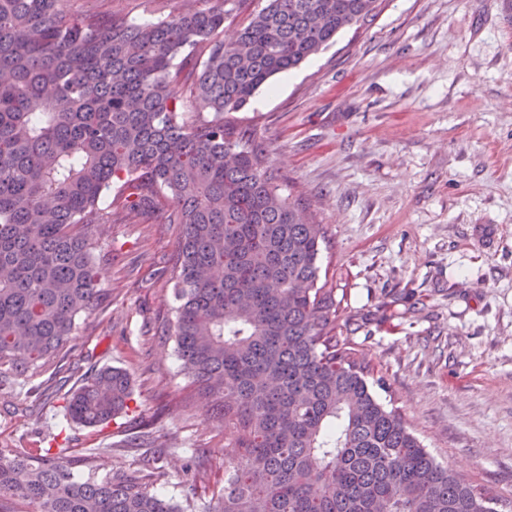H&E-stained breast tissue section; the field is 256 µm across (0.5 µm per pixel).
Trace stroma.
Instances as JSON below:
<instances>
[{"instance_id":"35a3bbf8","label":"stroma","mask_w":512,"mask_h":512,"mask_svg":"<svg viewBox=\"0 0 512 512\" xmlns=\"http://www.w3.org/2000/svg\"><path fill=\"white\" fill-rule=\"evenodd\" d=\"M237 117L283 195L322 224L321 279L341 290L336 333L374 392L437 462L512 512V14L504 0H379L372 21L275 77ZM108 299L79 319L48 397L37 378L0 381V449H70L75 478L133 469L143 420L167 452L158 493L203 512L224 487L214 403L154 334L175 300L163 273L178 235L157 217L92 229ZM126 370L133 394L110 422L64 417L80 378ZM112 447L98 463L87 448Z\"/></svg>"}]
</instances>
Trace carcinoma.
I'll return each instance as SVG.
<instances>
[{
    "label": "carcinoma",
    "mask_w": 512,
    "mask_h": 512,
    "mask_svg": "<svg viewBox=\"0 0 512 512\" xmlns=\"http://www.w3.org/2000/svg\"><path fill=\"white\" fill-rule=\"evenodd\" d=\"M196 2L138 23L76 0H0V375L61 383L76 319L105 302L87 229L160 212L179 225L161 335L231 439L205 512H497L378 401L333 334L324 228L232 116L376 0H263L228 42L229 0ZM131 395L129 373L105 368L67 411L94 427ZM153 477L147 460L78 481L63 456L0 450V498L34 512H183Z\"/></svg>",
    "instance_id": "carcinoma-1"
}]
</instances>
